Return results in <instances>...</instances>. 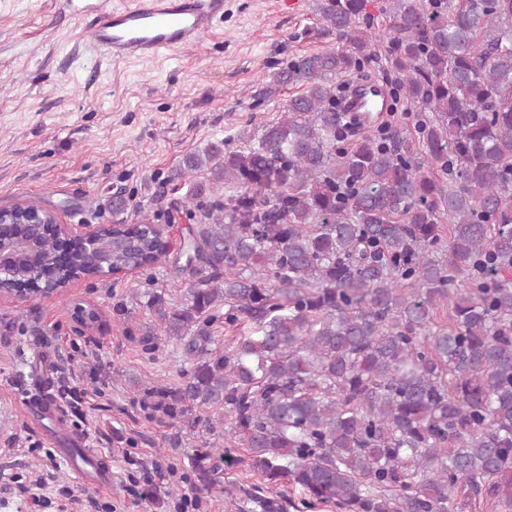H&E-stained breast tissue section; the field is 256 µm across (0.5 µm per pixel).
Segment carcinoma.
<instances>
[{
	"mask_svg": "<svg viewBox=\"0 0 512 512\" xmlns=\"http://www.w3.org/2000/svg\"><path fill=\"white\" fill-rule=\"evenodd\" d=\"M363 7L320 0L344 47L276 74L303 86L276 122L175 171L207 181L188 191L196 280L178 308L147 301L192 362L162 407L224 410L212 448H244L267 485L345 512H512V0H389L390 96L432 113L418 137L339 111L340 79L380 51ZM99 242L107 263L142 269L170 250L149 222ZM66 255L61 268L42 230L39 261L12 281L89 271L81 246ZM221 306L250 321L222 354L191 335Z\"/></svg>",
	"mask_w": 512,
	"mask_h": 512,
	"instance_id": "obj_1",
	"label": "carcinoma"
}]
</instances>
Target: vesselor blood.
<instances>
[{
	"instance_id": "vessel-or-blood-1",
	"label": "vessel or blood",
	"mask_w": 512,
	"mask_h": 512,
	"mask_svg": "<svg viewBox=\"0 0 512 512\" xmlns=\"http://www.w3.org/2000/svg\"><path fill=\"white\" fill-rule=\"evenodd\" d=\"M223 15L224 0H124L101 10L92 44L115 59L159 56L199 44Z\"/></svg>"
}]
</instances>
